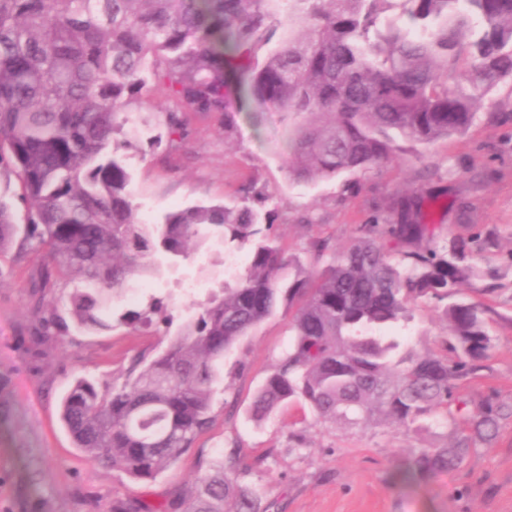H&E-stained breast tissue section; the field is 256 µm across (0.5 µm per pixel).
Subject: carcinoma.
I'll list each match as a JSON object with an SVG mask.
<instances>
[{"label":"carcinoma","mask_w":512,"mask_h":512,"mask_svg":"<svg viewBox=\"0 0 512 512\" xmlns=\"http://www.w3.org/2000/svg\"><path fill=\"white\" fill-rule=\"evenodd\" d=\"M401 6V24L385 13ZM275 50L260 51L272 42ZM512 79V0H0V166L29 207L18 218L0 194V254L44 252L34 287L74 284L69 314L81 327L168 325L167 305L112 317L128 281L159 270L157 256L187 259L213 238L246 252L223 295L197 309L155 357L134 361L120 385L78 378L61 419L85 458L152 481L210 429L224 357L278 306L296 303L292 339L269 368L249 413L257 424L280 405L307 404L317 420L410 427L456 426L453 442L408 456L399 480L418 484L491 443L512 402L475 401L464 382L491 351L492 310L456 298L476 276L473 248L493 235L448 237L422 223L417 192L374 217L344 246L310 240L309 265L273 232L279 205L248 186L240 197L138 217L132 174L114 149L128 108L160 93L169 134L188 112L224 115V133L245 117H280L277 144L288 179L333 180L402 162L394 135L427 147L464 134L477 104ZM426 300L443 303L450 332L440 351L403 348L390 330ZM36 341L59 343L66 320L39 296ZM241 452L202 463L168 506L119 497L111 512H262L239 482Z\"/></svg>","instance_id":"obj_1"}]
</instances>
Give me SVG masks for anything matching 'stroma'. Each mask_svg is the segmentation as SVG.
Here are the masks:
<instances>
[{"label": "stroma", "instance_id": "obj_1", "mask_svg": "<svg viewBox=\"0 0 512 512\" xmlns=\"http://www.w3.org/2000/svg\"><path fill=\"white\" fill-rule=\"evenodd\" d=\"M131 137L120 146L133 175L134 202L143 223L195 203L230 200L249 180H257L280 204L274 231L289 252L304 254L311 238L349 242L359 224L388 216L393 198L405 190L439 193L422 204L425 221L452 234L472 227L495 231V246L477 257L480 279L463 286L461 298L495 310L490 323L494 346L469 390L512 400V80L484 98L469 130L426 148L408 147L398 167L359 174L354 192L342 180L294 184L274 149L282 127L266 116L262 138L240 123L224 138L217 113L188 116L185 137L167 133L164 113L145 96L129 109ZM439 179L422 182L424 168ZM224 249L208 246L154 275L133 279L119 310L138 309L150 299L169 302L173 328L188 316V300L205 301L224 278ZM42 257L10 248L0 254V512H110L113 495L158 503L176 497L200 473L199 461L240 444L259 466L241 475L256 489L267 512H512V422L497 438L471 451L448 473L416 487L395 476L407 453L450 442V428L414 432L389 424L346 428L316 422L302 404H287L255 424L249 406L270 365L288 347L294 310L281 304L224 360V382L213 401V426L193 448L156 480L145 482L123 471L89 463L75 447L60 416V403L74 379L119 384L134 359L155 355L167 338L163 330L114 325L90 331L70 325L62 343L35 346L38 326L29 288ZM500 289L486 294L489 272ZM198 287L186 293L180 281ZM448 325L433 301L415 312L407 346L440 349Z\"/></svg>", "mask_w": 512, "mask_h": 512}]
</instances>
